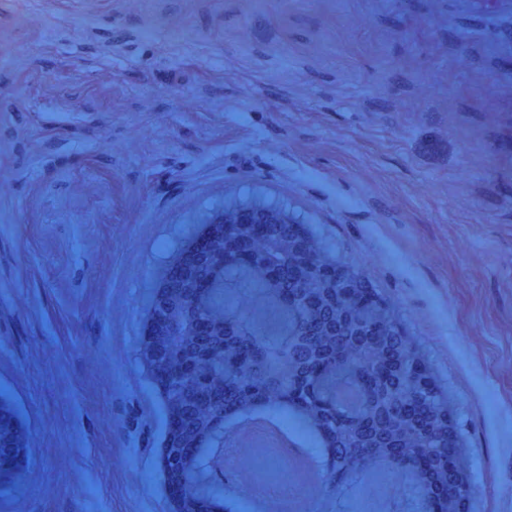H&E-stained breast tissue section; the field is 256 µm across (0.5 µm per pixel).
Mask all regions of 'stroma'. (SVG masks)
<instances>
[{
    "instance_id": "stroma-1",
    "label": "stroma",
    "mask_w": 512,
    "mask_h": 512,
    "mask_svg": "<svg viewBox=\"0 0 512 512\" xmlns=\"http://www.w3.org/2000/svg\"><path fill=\"white\" fill-rule=\"evenodd\" d=\"M270 205L388 304L512 512V0H0V512H170L133 359L191 225Z\"/></svg>"
}]
</instances>
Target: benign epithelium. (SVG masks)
I'll list each match as a JSON object with an SVG mask.
<instances>
[{"mask_svg": "<svg viewBox=\"0 0 512 512\" xmlns=\"http://www.w3.org/2000/svg\"><path fill=\"white\" fill-rule=\"evenodd\" d=\"M255 215L256 211L249 207L237 208L224 212L214 223L246 227L254 223ZM288 252L309 259L308 286L299 291L298 299L309 308L310 317L303 326L302 335L288 337L287 353L304 364L328 354L323 346V337L334 336L338 343L336 361L339 365L378 372L381 355L393 348H401L407 342L389 308L380 303L366 307L355 305V289L359 287L356 275L343 269L331 270L328 259L316 249L302 229L288 237ZM174 273L175 269L170 267L159 274L161 288L155 298L156 312L145 333L141 355L152 363L171 357L183 359L188 374L201 381L210 376V371L199 340L180 337L175 331L181 310L174 299ZM207 333L217 337L223 347L247 342V333L241 325L219 314L209 316ZM418 358L419 354L413 351L401 363L404 376L414 382L420 381V386L427 392L425 397L415 392L412 398L426 412V424L420 428V434L433 444L431 448L404 447L403 436L396 428L402 409V394L397 386H389L378 399L368 398L355 384L345 379L314 382L312 387L337 395L340 406L350 418L367 414L373 429L365 431L351 427L342 432L336 431V435L342 438L341 446L348 448L352 456L364 453L379 468H388L395 463L405 466L403 484L376 485V497L381 503L396 499L400 502V512H419L438 472L444 470L458 489V494L446 501L444 512H461L464 498L474 494L475 486L470 468L461 465V461L466 459V448L454 430L456 407L438 389L430 373H417ZM232 394L231 390L217 394L200 391L193 402L183 394L168 400L164 479L178 512H199L197 501L187 487L185 467L196 455L202 431L224 412V401ZM224 440L237 447V452L229 457L226 449L222 448L217 453L213 468L221 477L241 471L242 462L247 458L245 448L249 445V432L243 430L230 434ZM442 441L450 442L454 452H438L435 446ZM304 483L308 495L299 512H311L310 505L318 496L326 501L336 500V512H343L350 489L337 476L327 455L308 461ZM226 485L236 494L243 491L253 493L260 488V482L252 476L244 482L237 477L228 479Z\"/></svg>", "mask_w": 512, "mask_h": 512, "instance_id": "1", "label": "benign epithelium"}]
</instances>
